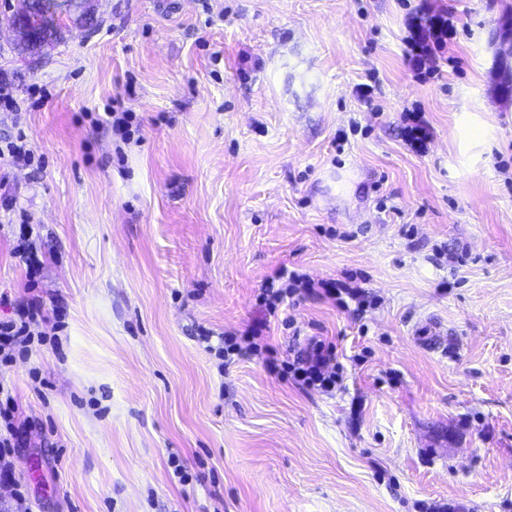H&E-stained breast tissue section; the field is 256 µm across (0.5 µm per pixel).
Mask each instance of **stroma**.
<instances>
[{"mask_svg":"<svg viewBox=\"0 0 512 512\" xmlns=\"http://www.w3.org/2000/svg\"><path fill=\"white\" fill-rule=\"evenodd\" d=\"M420 1L91 0L29 56L0 0V82L27 101L0 137L33 155L5 169L0 320L26 296L27 220L57 334L0 364L25 423L0 512L18 488L28 512H512V0H425L458 65L424 81L404 60ZM117 98L127 141L91 121ZM283 265L366 295L357 319L298 293L265 332L281 362L333 342L336 392L199 338L265 319ZM401 134L405 144L419 155L427 153L428 145L433 138L432 127L425 119L424 113L416 112V109L404 110ZM33 233L32 226L27 224H19V233L16 236L13 253L19 256L26 263L29 273L28 290L31 291L35 287V277L41 266L40 260L34 251V243L31 241Z\"/></svg>","mask_w":512,"mask_h":512,"instance_id":"obj_1","label":"stroma"}]
</instances>
